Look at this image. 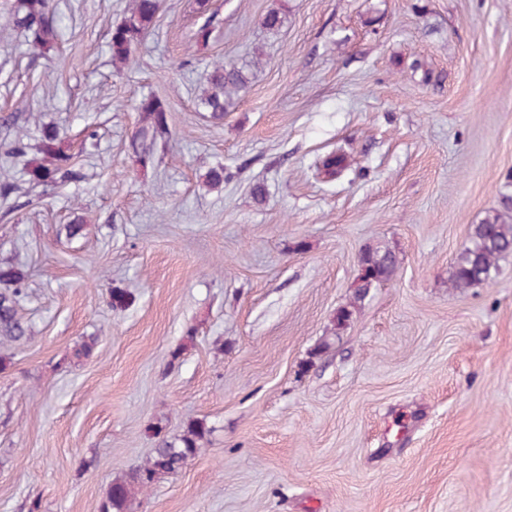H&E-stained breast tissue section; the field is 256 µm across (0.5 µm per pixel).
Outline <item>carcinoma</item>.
<instances>
[{
  "mask_svg": "<svg viewBox=\"0 0 512 512\" xmlns=\"http://www.w3.org/2000/svg\"><path fill=\"white\" fill-rule=\"evenodd\" d=\"M160 0H132L123 19L112 28V63H125L158 21ZM7 23L25 32L36 45L51 50L58 37L59 20L50 0H16L7 13ZM248 83L246 69L233 63L216 65L208 77V87L200 104L214 120L224 119L232 96ZM137 128L130 147L138 161L146 166L166 151L172 140L167 110L161 100L149 98L137 107ZM28 160L30 183L44 185L81 178L64 139L54 127L43 129L40 142L33 146L23 134H17L10 151ZM512 255V194L503 193L499 206L480 223L472 226L470 242L457 257L450 274L451 286L457 290L477 288L491 282L498 262ZM397 256L389 249L369 250L359 258L354 301L361 302L376 285L391 279L397 269ZM25 275L14 266H0V344L27 338L28 327L18 315L24 295ZM209 433L203 419L191 420L183 434L174 441L159 440L147 463L130 474L116 479L100 512H126L135 493L147 489L167 475L180 470L193 458Z\"/></svg>",
  "mask_w": 512,
  "mask_h": 512,
  "instance_id": "carcinoma-1",
  "label": "carcinoma"
}]
</instances>
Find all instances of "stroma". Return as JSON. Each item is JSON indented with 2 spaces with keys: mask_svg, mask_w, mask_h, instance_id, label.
<instances>
[{
  "mask_svg": "<svg viewBox=\"0 0 512 512\" xmlns=\"http://www.w3.org/2000/svg\"><path fill=\"white\" fill-rule=\"evenodd\" d=\"M126 4L52 0L50 52L0 24V116L33 145L58 127L82 173L32 185L0 124L18 188L0 264L27 276L29 327L0 346V512H99L196 418L204 447L129 512H512V256L449 286L471 225L512 194V0H212L197 53L195 0H161L118 70ZM255 56L207 118L213 63ZM150 97L174 138L144 168ZM339 149L351 169L324 181ZM213 167L231 175L216 189ZM376 249L398 269L353 304Z\"/></svg>",
  "mask_w": 512,
  "mask_h": 512,
  "instance_id": "obj_1",
  "label": "stroma"
}]
</instances>
